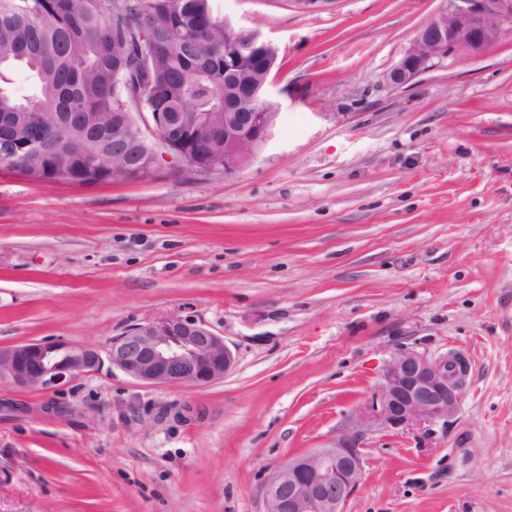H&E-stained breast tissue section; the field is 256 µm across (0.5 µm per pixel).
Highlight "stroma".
Returning a JSON list of instances; mask_svg holds the SVG:
<instances>
[{"label":"stroma","mask_w":512,"mask_h":512,"mask_svg":"<svg viewBox=\"0 0 512 512\" xmlns=\"http://www.w3.org/2000/svg\"><path fill=\"white\" fill-rule=\"evenodd\" d=\"M211 5L279 49L272 138L228 176L0 171V345L105 347L176 312L234 368L0 385V512H266L273 468L329 444L401 348L467 358L458 410L372 435L346 512H512V32L395 88L444 0Z\"/></svg>","instance_id":"obj_1"}]
</instances>
